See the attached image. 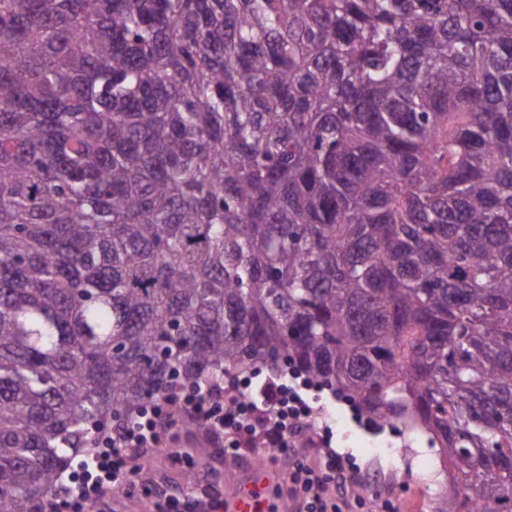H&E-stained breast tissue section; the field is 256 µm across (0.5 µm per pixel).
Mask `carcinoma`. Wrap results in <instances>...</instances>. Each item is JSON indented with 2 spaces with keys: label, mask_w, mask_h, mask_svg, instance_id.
Wrapping results in <instances>:
<instances>
[{
  "label": "carcinoma",
  "mask_w": 512,
  "mask_h": 512,
  "mask_svg": "<svg viewBox=\"0 0 512 512\" xmlns=\"http://www.w3.org/2000/svg\"><path fill=\"white\" fill-rule=\"evenodd\" d=\"M258 365L512 512V0H0V512Z\"/></svg>",
  "instance_id": "carcinoma-1"
}]
</instances>
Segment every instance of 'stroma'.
I'll list each match as a JSON object with an SVG mask.
<instances>
[{
	"label": "stroma",
	"instance_id": "1",
	"mask_svg": "<svg viewBox=\"0 0 512 512\" xmlns=\"http://www.w3.org/2000/svg\"><path fill=\"white\" fill-rule=\"evenodd\" d=\"M311 394L330 415L334 446L349 451L352 461L367 474L365 499L381 495L393 499L397 512H432L443 477L438 449L432 445L429 434L409 436L394 426L372 424L357 416L347 402L329 389L316 386ZM180 439L187 450L182 460L175 462L163 454L145 460L148 481L156 485H183L185 472L192 466L227 484L251 467V453H243L234 461L218 456L191 425L181 427ZM382 448L390 449V456H379Z\"/></svg>",
	"mask_w": 512,
	"mask_h": 512
}]
</instances>
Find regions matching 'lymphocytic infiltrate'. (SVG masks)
<instances>
[{
  "mask_svg": "<svg viewBox=\"0 0 512 512\" xmlns=\"http://www.w3.org/2000/svg\"><path fill=\"white\" fill-rule=\"evenodd\" d=\"M314 414L306 387H295L273 377L260 390L249 381H214L186 393L152 403L142 421L132 427L113 426L101 437L100 451L92 455L61 486L54 512H112V498L134 493L144 485L142 461L154 451L169 447L176 430L186 422H203L206 435L222 453L241 449H273L269 464L278 465L276 449L298 447ZM314 445L320 458L311 464L297 457L281 472L272 494L287 497L292 512H356L362 501L359 481L348 453L334 448L329 428H322ZM207 475H197L185 485L153 491L157 512H224L223 494H202L198 488Z\"/></svg>",
  "mask_w": 512,
  "mask_h": 512,
  "instance_id": "1",
  "label": "lymphocytic infiltrate"
}]
</instances>
